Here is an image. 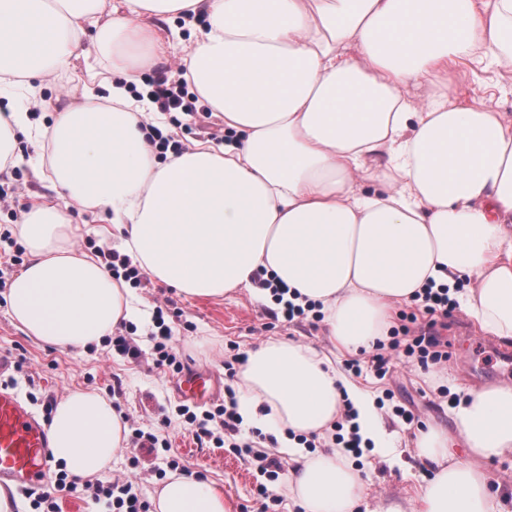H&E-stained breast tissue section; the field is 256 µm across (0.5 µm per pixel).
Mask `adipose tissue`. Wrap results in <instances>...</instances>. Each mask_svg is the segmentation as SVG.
<instances>
[{
	"instance_id": "ef3b65f1",
	"label": "adipose tissue",
	"mask_w": 512,
	"mask_h": 512,
	"mask_svg": "<svg viewBox=\"0 0 512 512\" xmlns=\"http://www.w3.org/2000/svg\"><path fill=\"white\" fill-rule=\"evenodd\" d=\"M191 30L173 56L174 21ZM105 61L104 97L35 123L0 113V171L19 136L54 190L21 214L28 263L5 293L28 336L58 348L101 342L141 314L128 285L82 253L70 209L104 219L132 265L193 298L256 287L257 271L315 304L340 351L385 339L396 305L427 285L468 283L460 304L486 335L512 340V119L431 91L482 53L512 69V0H0V85L68 72L87 43ZM178 60L224 123L223 143L159 157L146 125L166 127L128 92ZM424 87L421 102L409 87ZM238 412L258 405L289 436L284 489L301 512H357L364 471L341 450L311 452L352 403L363 441L384 447L377 410L314 346L270 339L237 373ZM57 459L86 480L112 466L126 426L94 389L67 394L50 422ZM467 456L452 457L456 444ZM436 466L407 512H495L483 464L512 457V385L469 389L451 425L418 429ZM155 512H230L213 482L173 472Z\"/></svg>"
}]
</instances>
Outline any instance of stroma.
I'll use <instances>...</instances> for the list:
<instances>
[{
    "label": "stroma",
    "mask_w": 512,
    "mask_h": 512,
    "mask_svg": "<svg viewBox=\"0 0 512 512\" xmlns=\"http://www.w3.org/2000/svg\"><path fill=\"white\" fill-rule=\"evenodd\" d=\"M460 99L484 105L505 117H512V73L488 65L480 56L464 60L451 76ZM18 152L24 162L0 173V188L7 193L8 207L0 209V234L15 228V216L39 196L50 195L49 185L36 178L29 161L38 152L35 143L20 139ZM148 306L163 305L165 320L185 365L204 367L217 374L223 386L231 380L224 368L229 349L247 353L268 339L294 340L333 352L321 320L307 317L290 323L272 322L275 304L256 301L250 291L222 299L188 298L156 281L136 288ZM447 340V360L422 368L393 360L385 377L371 369L368 354H359L361 371L350 379L373 399L391 397L392 405L412 410L413 423H405L379 408L382 432L388 442L383 453H363L366 488L359 512H375L385 501L409 503L416 487L433 470L418 457L412 439L416 429L432 422L450 424L454 409L470 387L512 384V367L497 358L499 343L474 332L468 316L455 310L440 330ZM0 355L10 369L0 384L13 388L22 398L51 394L62 398L77 389L94 388L109 394L128 429L159 431L181 457L186 473L217 483L232 506V512H255L256 488L267 478L252 463L228 448L198 447L189 426L179 414L182 404L174 393L175 376L153 368L150 361H135L113 353L108 343L92 344L81 350L44 345L27 334L10 318L0 298ZM161 460L151 456L131 465L128 449H120L112 463L115 476H130L144 500L157 497ZM268 483V482H267Z\"/></svg>",
    "instance_id": "1"
}]
</instances>
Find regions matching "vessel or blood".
<instances>
[{
  "label": "vessel or blood",
  "mask_w": 512,
  "mask_h": 512,
  "mask_svg": "<svg viewBox=\"0 0 512 512\" xmlns=\"http://www.w3.org/2000/svg\"><path fill=\"white\" fill-rule=\"evenodd\" d=\"M181 397L211 401L216 378L201 368L184 373L178 383ZM51 472V438L44 418L9 387L0 386V482L26 490L46 484Z\"/></svg>",
  "instance_id": "1"
}]
</instances>
